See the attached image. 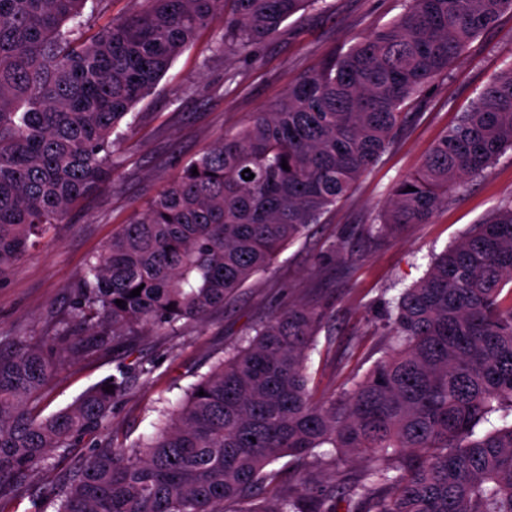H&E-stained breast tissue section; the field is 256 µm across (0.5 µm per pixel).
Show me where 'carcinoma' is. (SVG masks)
Here are the masks:
<instances>
[{"label":"carcinoma","instance_id":"carcinoma-1","mask_svg":"<svg viewBox=\"0 0 512 512\" xmlns=\"http://www.w3.org/2000/svg\"><path fill=\"white\" fill-rule=\"evenodd\" d=\"M101 2L0 0V276L112 182L134 107L226 0H140L76 37ZM231 2L217 46L226 55L250 53L320 0ZM505 13L512 0H406L184 164L87 263L57 334L19 336L0 352V496L54 450L96 435L97 450L45 495L54 512H336L339 499L354 512H512V200L388 303L382 356L337 398L309 388L322 308L288 304L200 375L147 439L119 444L106 430L132 375L149 373L135 362L40 410L68 356L131 354L141 331L201 321L234 300L370 172L405 124V103ZM510 149L512 63L392 186L368 235L429 223L464 178ZM330 455L338 463L307 481L308 459ZM285 457L294 483L284 489L272 465ZM266 489L279 493L256 505Z\"/></svg>","mask_w":512,"mask_h":512}]
</instances>
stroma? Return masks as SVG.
Segmentation results:
<instances>
[{"instance_id":"1","label":"stroma","mask_w":512,"mask_h":512,"mask_svg":"<svg viewBox=\"0 0 512 512\" xmlns=\"http://www.w3.org/2000/svg\"><path fill=\"white\" fill-rule=\"evenodd\" d=\"M402 10V0H325L293 16L252 53L229 57L215 48L222 23L202 30L136 105L139 121L111 183L70 210L45 245L0 275V350H9L20 336L55 335L70 288L89 259L168 186L181 164L237 133L316 70L326 53L365 39ZM511 62L512 14L507 13L466 47L446 77L423 88L408 107L410 121L395 146L350 197L288 246L224 311L139 337L130 356L148 372L132 378L127 395L112 410L109 429L129 442L150 437L161 411L179 402L225 349L239 344L259 318L291 302L316 299L326 312L318 350L309 361L315 396L340 393L351 370L371 366L387 302L423 277L432 257L462 231L512 197V151L453 194L431 223L409 225L374 244L362 228L372 223L392 185L421 164L488 79ZM126 356L113 350L74 358L50 384L44 413L72 403ZM92 447L87 438L79 447L54 451L49 467L13 486L7 512H34L36 491L56 488Z\"/></svg>"}]
</instances>
